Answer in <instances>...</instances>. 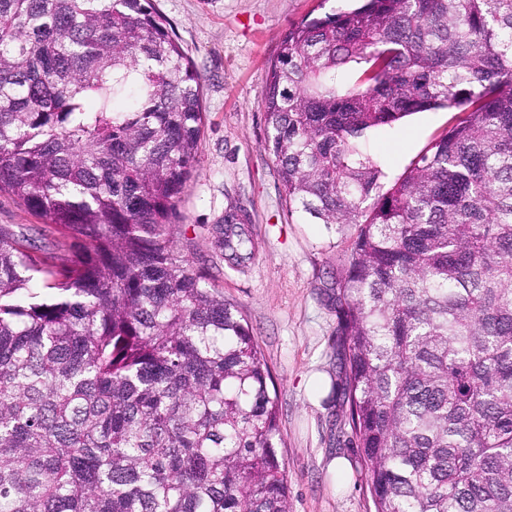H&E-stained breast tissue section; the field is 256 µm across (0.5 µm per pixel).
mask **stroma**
Returning <instances> with one entry per match:
<instances>
[{"label":"stroma","mask_w":512,"mask_h":512,"mask_svg":"<svg viewBox=\"0 0 512 512\" xmlns=\"http://www.w3.org/2000/svg\"><path fill=\"white\" fill-rule=\"evenodd\" d=\"M153 2L205 77L200 163L178 206V244L237 306L269 368L291 512H374L334 389L340 350L332 299L351 231L330 230L290 211L264 149L265 82L277 39L292 23L331 11L337 0ZM452 118L444 110L419 112L365 135L363 148L382 170V189L401 178ZM229 212L241 215L255 246L242 266L217 255L209 237ZM315 373L323 381L316 403L307 387ZM337 458L346 461V476L331 470Z\"/></svg>","instance_id":"obj_1"}]
</instances>
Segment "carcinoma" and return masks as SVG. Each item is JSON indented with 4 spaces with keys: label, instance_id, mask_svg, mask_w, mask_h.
<instances>
[{
    "label": "carcinoma",
    "instance_id": "cac0c4a2",
    "mask_svg": "<svg viewBox=\"0 0 512 512\" xmlns=\"http://www.w3.org/2000/svg\"><path fill=\"white\" fill-rule=\"evenodd\" d=\"M203 83L152 0H0V196L50 236L0 225V512H290L269 369L176 244ZM263 107L289 207L357 226L336 335L376 512H512V0L293 24ZM434 109L380 192L362 139ZM211 235L251 258L235 215Z\"/></svg>",
    "mask_w": 512,
    "mask_h": 512
}]
</instances>
